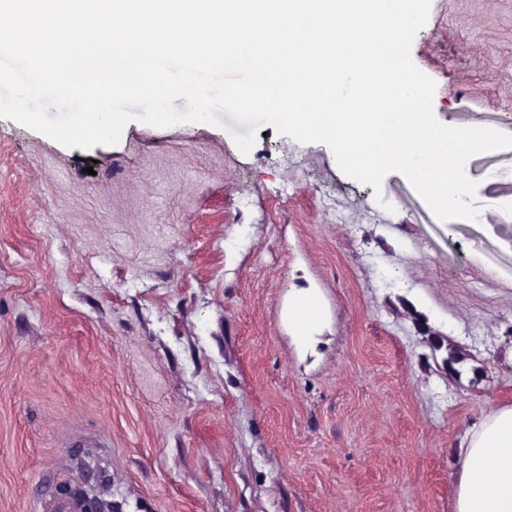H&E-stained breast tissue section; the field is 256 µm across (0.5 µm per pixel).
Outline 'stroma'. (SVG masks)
Instances as JSON below:
<instances>
[{"label":"stroma","instance_id":"obj_1","mask_svg":"<svg viewBox=\"0 0 512 512\" xmlns=\"http://www.w3.org/2000/svg\"><path fill=\"white\" fill-rule=\"evenodd\" d=\"M411 58L440 123L512 134V0H431ZM263 130L80 149L0 119V512H56L87 453L112 512H452L465 434L512 404V148L477 155L470 224ZM448 336L481 374L427 369Z\"/></svg>","mask_w":512,"mask_h":512}]
</instances>
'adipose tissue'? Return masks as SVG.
<instances>
[{
    "label": "adipose tissue",
    "instance_id": "1",
    "mask_svg": "<svg viewBox=\"0 0 512 512\" xmlns=\"http://www.w3.org/2000/svg\"><path fill=\"white\" fill-rule=\"evenodd\" d=\"M469 438L454 512H512V407H500L474 424Z\"/></svg>",
    "mask_w": 512,
    "mask_h": 512
}]
</instances>
